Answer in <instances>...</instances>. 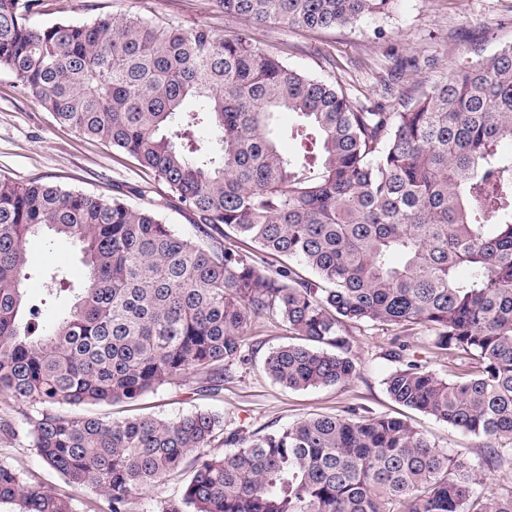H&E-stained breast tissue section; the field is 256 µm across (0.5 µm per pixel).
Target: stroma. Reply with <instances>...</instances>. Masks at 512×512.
Wrapping results in <instances>:
<instances>
[{"instance_id": "1", "label": "stroma", "mask_w": 512, "mask_h": 512, "mask_svg": "<svg viewBox=\"0 0 512 512\" xmlns=\"http://www.w3.org/2000/svg\"><path fill=\"white\" fill-rule=\"evenodd\" d=\"M209 4L210 0H44L33 21L47 26L63 19L83 22L102 14L133 11L157 24L190 28L207 22L226 35L249 34L289 67L339 82L353 99L385 105L392 102L387 86L417 93L447 81L467 58L512 44V0H396L389 12L358 28L318 31L279 24L259 27L243 18L213 13ZM0 175L38 179L95 195H118L136 207L155 203L160 216L177 233L201 241L206 238L192 215L168 198L164 184L143 172L134 159L61 128L4 71H0ZM27 253L33 273L27 283L31 295H39L38 274L46 266H64L76 281L84 277L81 255L72 243L61 241L50 250L43 239L33 238L27 243ZM391 337L386 330L348 326L346 339L357 361V376L342 386L291 391L263 371L268 353L287 343L288 337L281 326L261 319L254 327L248 362L231 367L218 396L199 393L196 379L191 378L183 385L162 387L137 404L96 405L92 411L114 419L139 412L173 419L208 409L222 417L225 431L248 435L315 414L365 408L376 415L401 417L440 447L464 449L469 463H480L481 439L390 400L384 380L397 366L390 356ZM404 343L405 360L427 365L444 378L459 375V359L436 349L424 330L412 331ZM1 461L21 464L45 488L70 497L74 512H106L107 503L99 490L66 483L42 463L25 432L0 433Z\"/></svg>"}]
</instances>
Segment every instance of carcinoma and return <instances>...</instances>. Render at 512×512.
Returning a JSON list of instances; mask_svg holds the SVG:
<instances>
[{
	"instance_id": "cac0c4a2",
	"label": "carcinoma",
	"mask_w": 512,
	"mask_h": 512,
	"mask_svg": "<svg viewBox=\"0 0 512 512\" xmlns=\"http://www.w3.org/2000/svg\"><path fill=\"white\" fill-rule=\"evenodd\" d=\"M393 0H210L257 26L353 27ZM41 0H0V71L63 127L133 157L205 227L282 260L269 269L215 237L176 233L150 206L0 176V398L24 404L42 462L99 489L108 512L192 461L193 512H512V45L398 94L396 111L289 68L247 34L158 26L128 12L39 26ZM288 112L299 123L275 118ZM297 143L294 154L280 141ZM80 247L84 283L43 273L27 301L26 242ZM311 271L303 277L295 266ZM276 316L305 343L265 358L300 391L345 384L343 328L420 325L476 369L451 381L409 361L393 401L483 440L487 470L409 422L350 408L246 437L196 410L106 420L193 372L224 390L248 328ZM224 453L211 451L214 442ZM0 501L72 512L0 462Z\"/></svg>"
}]
</instances>
